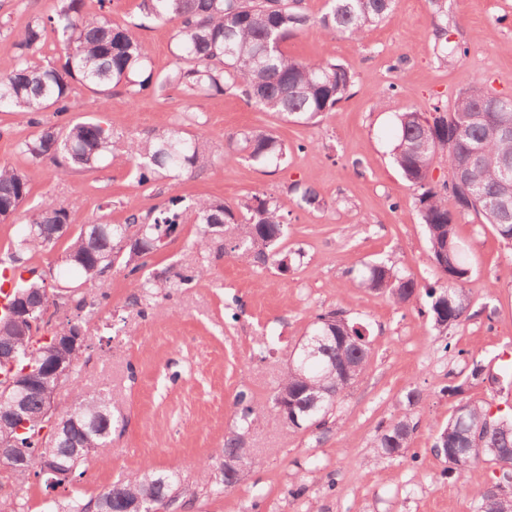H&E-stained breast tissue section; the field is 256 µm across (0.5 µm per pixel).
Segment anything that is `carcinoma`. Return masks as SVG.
<instances>
[{
    "label": "carcinoma",
    "instance_id": "cac0c4a2",
    "mask_svg": "<svg viewBox=\"0 0 512 512\" xmlns=\"http://www.w3.org/2000/svg\"><path fill=\"white\" fill-rule=\"evenodd\" d=\"M394 4L395 0H328L318 23L331 35L359 37L392 12ZM82 6L83 0H58L50 14L34 18L18 34L13 43L18 63L12 72L0 76V107L23 115L49 108L70 112L77 108L71 97L77 82L102 95L119 86L160 92L177 84L193 94L237 90L247 103L265 112L310 121L345 100L355 82V73L341 63L288 56L283 44L309 22L288 0H143V18L172 22L176 27L177 67L162 78L148 69L146 53L132 31L139 24L118 26L104 16L89 18ZM49 33L64 55L44 65L35 53ZM484 90L482 83H475L457 96L449 112L437 106L429 117L411 109L398 115L392 155L414 191L438 281L421 288L414 278L384 262L366 266L359 280L360 287L387 293L399 305L425 295L433 327L441 333L468 319L473 307L470 290L465 288L471 268L455 232L458 217L472 214L512 243V198L502 193V164L512 159V136L495 131L499 122L512 123V110L486 112L484 119H478ZM225 139L230 147L242 140L248 157L259 164L278 166L287 156L285 145L267 131H252L240 138L232 133ZM113 146L112 133L93 120L62 129L43 126L22 144L33 161L52 163L61 176L76 168L95 167L112 154ZM474 151L478 159L466 188L447 179H433L436 159L451 174ZM125 152L142 185L160 177L176 179L202 172L213 163L206 142L178 128H164L146 140L130 139ZM291 191L301 206L320 203L310 185L295 184ZM28 193V175L0 164V213L16 214ZM450 197L455 201L454 211L448 209ZM180 203L173 197L168 205L153 208L143 217L133 214L123 224H83L63 235L60 226L69 225V209L48 197L20 225L8 253L11 266L25 269L28 255L50 251L63 238L67 261L51 268L50 278L31 277L15 289L12 298L30 306L34 326L24 330L8 315L0 316V351L15 352L13 362H0V411L9 410L16 400L25 403V413L0 423V449H8L0 454V463L17 482L23 484L34 476L45 483L52 469L62 474L58 485L77 484L85 474L82 466L99 457L112 432L122 424L108 391L74 386L66 399L60 398L68 378L51 376L50 367L65 361L76 369L91 331L82 319H68L52 331L50 319L42 314L61 307L83 311L90 292L115 263L130 276L144 271L149 258L164 247L163 239L177 233L187 211L200 224L199 249L215 247L256 264L284 268L279 254L288 224L268 199L254 194L235 208L220 199H201L185 210ZM204 275L202 266L179 271L165 284L182 287ZM363 332L334 310L316 315L304 340L327 339L322 351L310 358L301 350L295 352L292 367L270 402L258 404L246 391L236 394L237 427L224 438L220 456L252 464L248 436L266 417L293 433L325 430L326 416L336 405V373L345 376L349 387L369 364L370 341ZM29 369L42 372L36 392L22 387ZM483 372V366L474 361L464 380L440 389L459 400L432 450L448 463V476L478 461L501 470L494 484L475 492V512H512V492L499 491L502 484L512 485V469L504 468L512 464V408L493 414L491 405L462 397L469 381ZM424 399V392L416 386L405 390L404 408L379 427L372 442L373 465L397 458L409 447L420 425L416 408ZM207 485L215 493L230 489L224 465L209 476ZM194 495L178 468L145 469L117 479L95 496L87 498L75 490L67 500L48 504L47 512H135L138 504L155 509L168 498L182 508L184 498Z\"/></svg>",
    "mask_w": 512,
    "mask_h": 512
}]
</instances>
